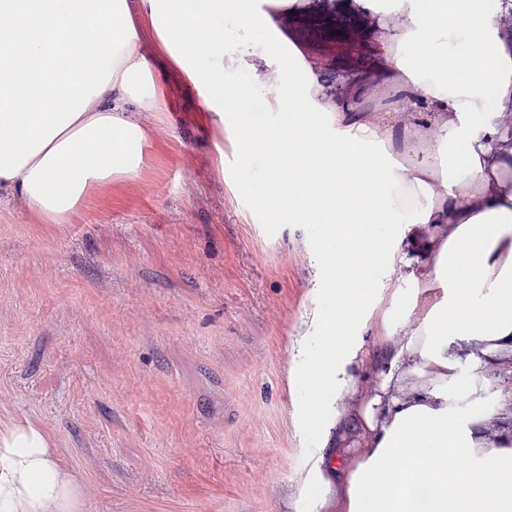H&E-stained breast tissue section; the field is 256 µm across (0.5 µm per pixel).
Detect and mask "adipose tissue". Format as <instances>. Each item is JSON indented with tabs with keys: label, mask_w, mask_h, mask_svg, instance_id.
Masks as SVG:
<instances>
[{
	"label": "adipose tissue",
	"mask_w": 512,
	"mask_h": 512,
	"mask_svg": "<svg viewBox=\"0 0 512 512\" xmlns=\"http://www.w3.org/2000/svg\"><path fill=\"white\" fill-rule=\"evenodd\" d=\"M400 17L379 72L396 98L386 121L326 97L315 79L283 83L296 54L254 36L258 0H140L161 50L194 88L202 117H236L243 164L264 163L259 207L288 195V221L326 224L322 287L336 301L325 345L295 380L297 411L319 431L301 473L316 512H512V439H489L487 370L512 354V0H371ZM234 27L232 44L224 26ZM264 61L245 88L225 70ZM272 97L288 131L255 126ZM425 104L413 123L404 106ZM133 108L164 111L139 52L129 0H0V188L63 223L94 186L140 170L146 136ZM467 202H459V193ZM378 326L382 392L366 398L354 369L361 330ZM468 385L455 383L459 366ZM362 418V446L335 467L331 435ZM494 481H487V474ZM342 495L333 498L334 485ZM77 487L44 429H0V512H76Z\"/></svg>",
	"instance_id": "obj_1"
}]
</instances>
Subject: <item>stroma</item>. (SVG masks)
<instances>
[{"mask_svg":"<svg viewBox=\"0 0 512 512\" xmlns=\"http://www.w3.org/2000/svg\"><path fill=\"white\" fill-rule=\"evenodd\" d=\"M131 12L168 104L131 113L139 173L91 188L62 224L0 189V426H42L78 512H315L300 474L318 432L290 374L336 315L318 229L256 207L233 116L203 121V93ZM261 13L257 40L299 51L296 80L385 64L368 0ZM336 17L350 46L317 55L311 31Z\"/></svg>","mask_w":512,"mask_h":512,"instance_id":"stroma-1","label":"stroma"}]
</instances>
